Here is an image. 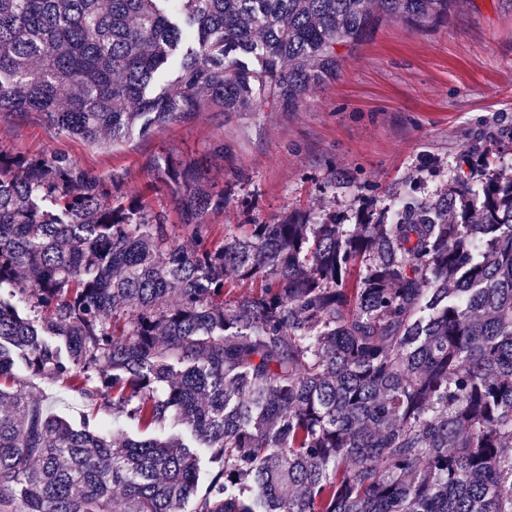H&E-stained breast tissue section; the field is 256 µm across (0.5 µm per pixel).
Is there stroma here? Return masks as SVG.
<instances>
[{
  "instance_id": "stroma-1",
  "label": "stroma",
  "mask_w": 512,
  "mask_h": 512,
  "mask_svg": "<svg viewBox=\"0 0 512 512\" xmlns=\"http://www.w3.org/2000/svg\"><path fill=\"white\" fill-rule=\"evenodd\" d=\"M223 145V156L212 153ZM0 149L59 152L91 175L122 177L121 195L179 221L162 179L166 159H192L223 187L212 224H267L300 210L351 224L407 186L440 193L476 154L512 171V0H460L448 16L413 27L379 24L345 55L336 78L292 112H201L106 149L56 133L42 117L0 115ZM353 185L336 193L333 179ZM13 373L50 413L136 435L124 418L91 409L61 382Z\"/></svg>"
}]
</instances>
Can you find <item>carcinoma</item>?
<instances>
[{
    "instance_id": "carcinoma-1",
    "label": "carcinoma",
    "mask_w": 512,
    "mask_h": 512,
    "mask_svg": "<svg viewBox=\"0 0 512 512\" xmlns=\"http://www.w3.org/2000/svg\"><path fill=\"white\" fill-rule=\"evenodd\" d=\"M453 2L0 0V114L105 146L204 109L292 112L339 48ZM162 175L176 227L114 174L0 150V512H512V180L213 240L224 189L191 159ZM17 359L173 432L76 427Z\"/></svg>"
}]
</instances>
